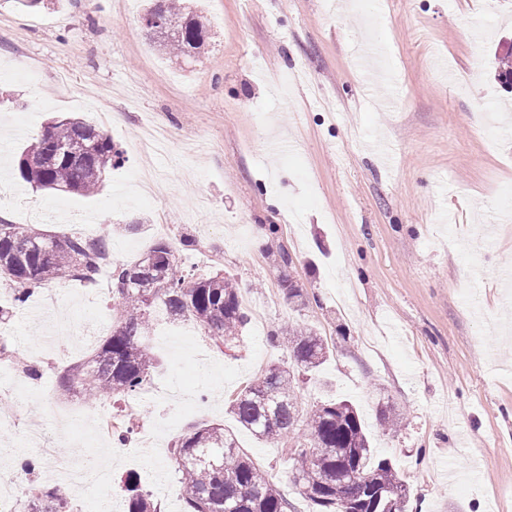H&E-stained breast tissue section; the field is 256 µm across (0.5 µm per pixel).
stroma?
Returning a JSON list of instances; mask_svg holds the SVG:
<instances>
[{"label":"stroma","mask_w":512,"mask_h":512,"mask_svg":"<svg viewBox=\"0 0 512 512\" xmlns=\"http://www.w3.org/2000/svg\"><path fill=\"white\" fill-rule=\"evenodd\" d=\"M142 5L45 0L22 11L0 0V220L107 238L118 263L165 240L194 276L233 279L264 326L246 324L229 350L200 329L175 342L187 321L152 304L150 378L191 389L196 411L143 391L92 399L56 380L117 326L109 272L52 283L59 306L41 324L31 312L42 294L17 304L0 281V416L26 420L0 431V465L36 460L28 484L56 488L92 456L111 479L68 489L82 512H127L131 482L159 512H184L171 448L220 424L288 512H313L289 480L292 441L256 438L229 409L279 364L292 367L301 408H358L417 512H512V119L498 113L512 90L494 58L512 43V0H202L206 37L191 58L151 45ZM369 44L383 66L363 59ZM68 117L111 120L122 161L97 194L40 189L19 174L33 136ZM150 121L170 145L147 199L134 182ZM374 137L387 141L388 163L363 152ZM290 283L302 303L288 302ZM290 324L327 340L317 371L293 368L272 341ZM388 407L397 429L382 421ZM102 413L128 424L125 442H99ZM34 422L46 424L44 442L30 438ZM448 467L468 480L440 483ZM28 484L10 491L18 507Z\"/></svg>","instance_id":"stroma-1"}]
</instances>
